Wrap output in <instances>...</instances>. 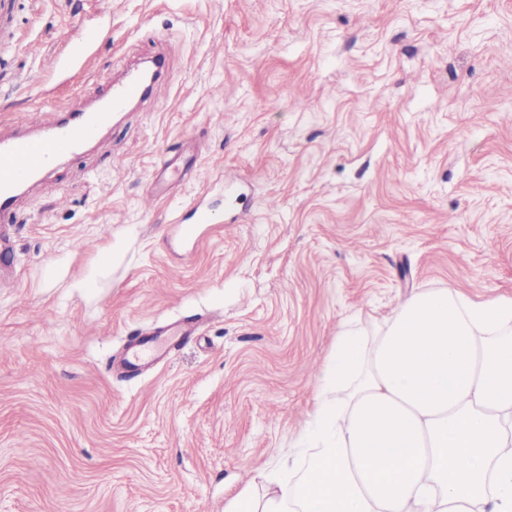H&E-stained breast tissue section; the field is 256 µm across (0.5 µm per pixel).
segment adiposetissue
Returning a JSON list of instances; mask_svg holds the SVG:
<instances>
[{
  "label": "adipose tissue",
  "mask_w": 512,
  "mask_h": 512,
  "mask_svg": "<svg viewBox=\"0 0 512 512\" xmlns=\"http://www.w3.org/2000/svg\"><path fill=\"white\" fill-rule=\"evenodd\" d=\"M309 459L224 512H512V295L423 289L337 333Z\"/></svg>",
  "instance_id": "ef3b65f1"
}]
</instances>
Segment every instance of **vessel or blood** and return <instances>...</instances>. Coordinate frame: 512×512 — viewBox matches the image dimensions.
Masks as SVG:
<instances>
[{"mask_svg": "<svg viewBox=\"0 0 512 512\" xmlns=\"http://www.w3.org/2000/svg\"><path fill=\"white\" fill-rule=\"evenodd\" d=\"M145 85L135 79L112 85L100 104L89 111L64 113L55 124H46L39 113L20 118L21 131L0 139V249L9 243V226L15 220V204L21 190L42 180L58 157L77 155L111 122L115 112L141 97ZM198 325L175 322L165 328L142 329L125 365L137 370L149 358L167 357L172 346L195 335Z\"/></svg>", "mask_w": 512, "mask_h": 512, "instance_id": "obj_1", "label": "vessel or blood"}]
</instances>
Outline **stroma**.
Segmentation results:
<instances>
[{
  "label": "stroma",
  "instance_id": "obj_1",
  "mask_svg": "<svg viewBox=\"0 0 512 512\" xmlns=\"http://www.w3.org/2000/svg\"><path fill=\"white\" fill-rule=\"evenodd\" d=\"M510 51L512 0H15L1 134L88 108L133 60L167 75L18 199L0 512H224L303 465L340 329L421 288L512 293ZM198 198L213 221L186 239ZM198 317L165 361L112 373L140 328Z\"/></svg>",
  "mask_w": 512,
  "mask_h": 512
}]
</instances>
